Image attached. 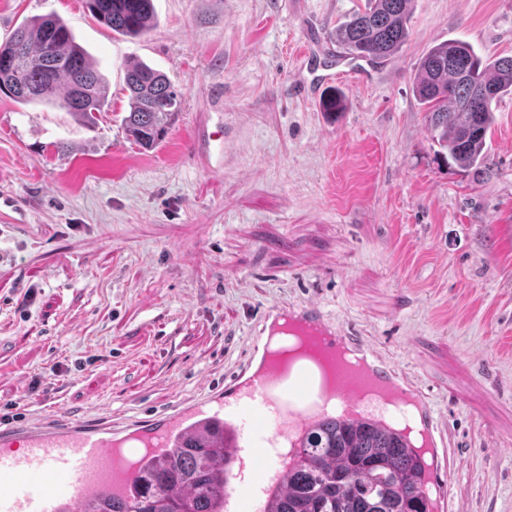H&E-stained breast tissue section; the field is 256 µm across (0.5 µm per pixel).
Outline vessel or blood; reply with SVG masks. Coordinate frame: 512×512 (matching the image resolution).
<instances>
[{
    "instance_id": "b4317fda",
    "label": "vessel or blood",
    "mask_w": 512,
    "mask_h": 512,
    "mask_svg": "<svg viewBox=\"0 0 512 512\" xmlns=\"http://www.w3.org/2000/svg\"><path fill=\"white\" fill-rule=\"evenodd\" d=\"M288 323L315 337L324 351L355 357L358 372L339 371L335 389L327 392L311 367L274 364L264 338ZM258 334L241 369L189 402L122 424L107 418L0 424V512H104L126 505L144 458L184 446L203 429L228 450L225 512H253L245 474H257L264 486L277 483L280 462L270 448L324 417V396L338 404V418L360 417L359 394L372 387L408 397L417 408L423 447L432 460L426 482L436 495V512H448L453 459L444 455L438 419L407 373L366 340L340 330L313 303L266 311Z\"/></svg>"
}]
</instances>
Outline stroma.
<instances>
[{
    "mask_svg": "<svg viewBox=\"0 0 512 512\" xmlns=\"http://www.w3.org/2000/svg\"><path fill=\"white\" fill-rule=\"evenodd\" d=\"M153 5L131 38L84 0H0V42L57 15L109 84L91 130L0 96V420L167 408L238 370L268 309L314 303L422 388L453 508L512 512V94L475 172L413 92L440 42L512 56V0H413L380 64L336 43L365 0ZM134 61L182 92L150 149L121 124Z\"/></svg>",
    "mask_w": 512,
    "mask_h": 512,
    "instance_id": "1",
    "label": "stroma"
}]
</instances>
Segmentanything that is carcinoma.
I'll list each match as a JSON object with an SVG mask.
<instances>
[{"instance_id": "obj_1", "label": "carcinoma", "mask_w": 512, "mask_h": 512, "mask_svg": "<svg viewBox=\"0 0 512 512\" xmlns=\"http://www.w3.org/2000/svg\"><path fill=\"white\" fill-rule=\"evenodd\" d=\"M412 0H366L364 10L336 28V41L359 58L381 63L408 37ZM112 31L138 37L153 25L152 0H85ZM0 92L18 103L65 109L81 125L107 100L102 75L87 61L71 28L59 17L33 18L0 44ZM126 134L144 148L157 145L180 110L182 94L161 71L143 62L125 75ZM489 93L478 112L468 111L474 89ZM428 113L432 137L465 170L487 167L486 137L492 103L512 92V57L490 60L461 40L431 47L414 81ZM134 502L102 512H217L224 499V446L213 442L175 448L146 459ZM286 481L264 495L261 512H433L422 491L426 464L391 423L378 417L318 420L288 456Z\"/></svg>"}]
</instances>
